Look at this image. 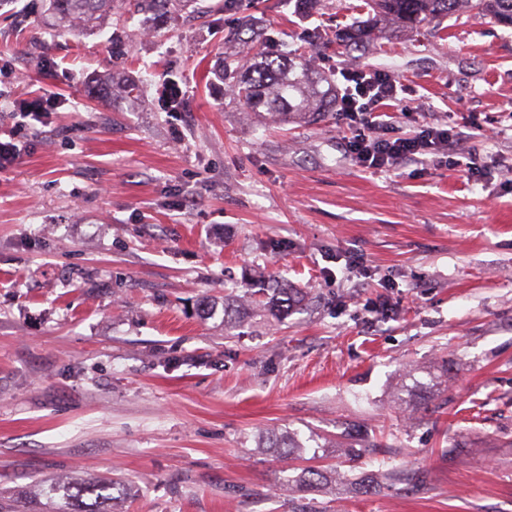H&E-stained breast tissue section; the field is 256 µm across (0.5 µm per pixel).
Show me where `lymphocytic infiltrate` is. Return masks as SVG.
<instances>
[{
	"label": "lymphocytic infiltrate",
	"mask_w": 512,
	"mask_h": 512,
	"mask_svg": "<svg viewBox=\"0 0 512 512\" xmlns=\"http://www.w3.org/2000/svg\"><path fill=\"white\" fill-rule=\"evenodd\" d=\"M336 72L341 78L336 126L357 167L382 172L429 158L454 162L465 138L461 125L426 123L414 133L398 134L412 88L382 69L340 66Z\"/></svg>",
	"instance_id": "lymphocytic-infiltrate-1"
}]
</instances>
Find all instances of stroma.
I'll return each mask as SVG.
<instances>
[{
	"mask_svg": "<svg viewBox=\"0 0 512 512\" xmlns=\"http://www.w3.org/2000/svg\"><path fill=\"white\" fill-rule=\"evenodd\" d=\"M46 8L0 0V140L22 149L0 170V490L27 512L84 479L101 512H512V140L491 137L512 123V27H377L350 56L337 35L365 0H188L72 35ZM258 26L327 74L412 87L402 133L467 119L479 170H361L332 112L258 123L210 75ZM110 69L137 101L99 95ZM40 90L51 113L19 122ZM272 276L306 294L279 320L242 302ZM415 367L447 384L403 411ZM288 432L307 455L259 448ZM311 466L346 494L295 491Z\"/></svg>",
	"mask_w": 512,
	"mask_h": 512,
	"instance_id": "35a3bbf8",
	"label": "stroma"
}]
</instances>
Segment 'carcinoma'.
<instances>
[{
	"label": "carcinoma",
	"instance_id": "carcinoma-1",
	"mask_svg": "<svg viewBox=\"0 0 512 512\" xmlns=\"http://www.w3.org/2000/svg\"><path fill=\"white\" fill-rule=\"evenodd\" d=\"M169 0H48L50 24L62 32H72L82 24L94 23L112 13L118 4L136 12L164 8ZM374 9L381 16L393 17L407 27L434 24L451 15L467 12L474 17L490 16L504 25H512V0H372ZM235 99L254 113L262 110L269 114L284 115L303 123L317 121L325 112L336 107V87L327 75H313L309 60L303 55H269L262 51L246 64L239 57H226L213 70ZM247 294L261 295L259 307L272 312L277 318L301 306L305 294L298 288H273L254 286ZM418 370L408 371L410 383L401 384L394 394V403L407 408L421 393L432 394L438 386L437 376L427 373V378L417 376ZM265 447L288 458L302 450L291 434L268 438ZM326 471L308 469L295 480L298 492H310L328 480ZM92 482L85 480L65 489L64 505L53 512H100L97 503L84 500Z\"/></svg>",
	"mask_w": 512,
	"mask_h": 512
}]
</instances>
